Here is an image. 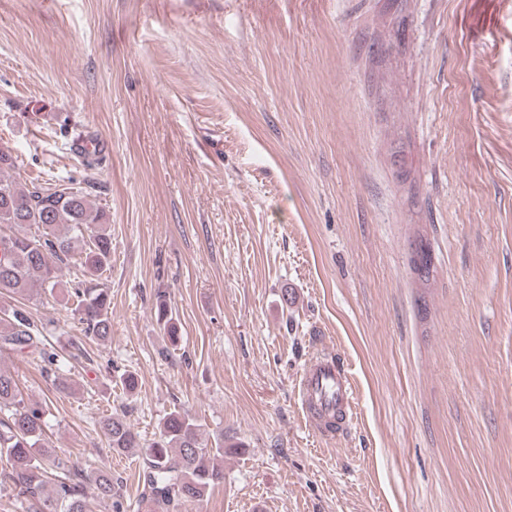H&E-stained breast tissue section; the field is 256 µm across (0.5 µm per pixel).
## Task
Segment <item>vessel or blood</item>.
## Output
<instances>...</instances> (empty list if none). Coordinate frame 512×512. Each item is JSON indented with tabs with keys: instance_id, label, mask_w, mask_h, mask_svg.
<instances>
[{
	"instance_id": "obj_1",
	"label": "vessel or blood",
	"mask_w": 512,
	"mask_h": 512,
	"mask_svg": "<svg viewBox=\"0 0 512 512\" xmlns=\"http://www.w3.org/2000/svg\"><path fill=\"white\" fill-rule=\"evenodd\" d=\"M298 391L306 421L315 435L333 438L340 426L353 423L355 406L350 374L328 354L316 356L307 364Z\"/></svg>"
}]
</instances>
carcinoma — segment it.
<instances>
[{
	"mask_svg": "<svg viewBox=\"0 0 512 512\" xmlns=\"http://www.w3.org/2000/svg\"><path fill=\"white\" fill-rule=\"evenodd\" d=\"M14 168L12 154L0 148V225L17 228L0 233V296H28L35 288L52 297L64 294L73 302L85 337L108 342L111 298L101 279L111 264L112 237L103 230L105 212L79 189L22 184ZM412 250L417 278L430 281V243L421 236ZM70 264L81 275L75 282L60 275ZM155 315L164 336L176 343L177 323L162 295ZM45 330L26 309H6L0 317V349L25 352L59 367L62 360L44 343ZM45 415L46 406L25 400L13 375L0 368V459L11 466L7 478L21 512H92L88 488L97 499L112 501V512H126L109 470L81 469L51 448ZM99 427L118 454L147 449L142 479L152 512H179V506L203 500L224 480V438L209 444L201 425L186 411L163 416L150 443L119 414L100 418Z\"/></svg>",
	"mask_w": 512,
	"mask_h": 512,
	"instance_id": "1",
	"label": "carcinoma"
}]
</instances>
